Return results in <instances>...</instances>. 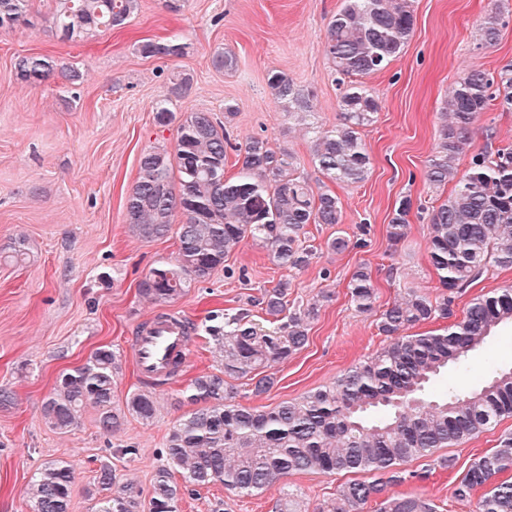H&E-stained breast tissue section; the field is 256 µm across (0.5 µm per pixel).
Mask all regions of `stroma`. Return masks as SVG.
Here are the masks:
<instances>
[{"instance_id":"obj_1","label":"stroma","mask_w":512,"mask_h":512,"mask_svg":"<svg viewBox=\"0 0 512 512\" xmlns=\"http://www.w3.org/2000/svg\"><path fill=\"white\" fill-rule=\"evenodd\" d=\"M343 0H183L170 11L167 0H138L126 24L90 30L62 39L52 17L58 0H28L25 22L0 31V250L24 241L22 260L0 257V387L15 394L12 407L0 408V512H31L24 490L45 463L63 460L74 469L69 512H96V476L101 460L112 463L117 479L149 493L168 434L181 416L172 398L194 376L220 367L204 329L214 316L248 309L279 281L288 298H319L304 348L273 368L276 384L252 395L236 381L243 405L275 406L332 383L349 366L374 355L384 344L376 327L378 310L413 289L434 297L438 276L427 248L430 227L419 207L434 206L448 188L426 181L427 161L439 139L440 109L448 90L469 72L495 73L512 64V25L498 44L482 47L477 29L498 9L512 13V0H414V35L383 72L367 78L380 110L362 138L371 158L367 179L338 185L339 226L309 225L314 255L303 269L284 268L252 240H245L208 279L192 283L173 302L158 306L141 297L138 283L150 268L173 259V237L144 240L125 221L126 197L138 176L145 150L173 149L176 125L156 124L155 109L167 106L176 117L209 112L224 119L235 143L264 138L287 147L313 189L327 178L317 169L303 125L288 115L269 86L279 71L313 95L314 117L330 129L340 121L342 93L324 52L330 18ZM178 36L177 57H146V41ZM230 53L235 65L214 67L215 53ZM44 56L58 67L48 80L28 84L14 65L23 56ZM76 69L67 81L62 68ZM189 78L180 95L171 87ZM235 105L226 116L225 105ZM512 143V112L481 113L471 145L460 155L467 172L474 152ZM410 197L405 239L391 248L387 225L395 206ZM368 225L363 247L341 253L328 249L335 233L356 235ZM370 273L375 310L359 313L347 296L357 268ZM183 314L190 327V355L181 372L156 389L152 422L128 417L114 434L99 430L94 410L80 428L59 434L46 424L41 406L58 376L83 364L98 347L121 355L116 398L140 387L131 340L159 311ZM512 432V418L486 427L475 437L446 448L456 469L496 447ZM126 448L135 457L123 456ZM455 471L406 483L405 491L430 499L437 512H474V501L452 498ZM344 475L299 473L282 477L264 491L242 495L215 483L183 497L179 512H279L286 500H299L305 512L335 499Z\"/></svg>"}]
</instances>
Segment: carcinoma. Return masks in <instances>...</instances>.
<instances>
[{
    "label": "carcinoma",
    "mask_w": 512,
    "mask_h": 512,
    "mask_svg": "<svg viewBox=\"0 0 512 512\" xmlns=\"http://www.w3.org/2000/svg\"><path fill=\"white\" fill-rule=\"evenodd\" d=\"M27 0H0V28L24 16ZM54 25L72 40L98 27L126 23L137 0H61ZM512 18L491 13L480 23L484 47L495 45ZM413 0H345L326 29L324 52L344 86L341 119L332 129L315 130L311 151L321 173L337 184L363 182L371 158L362 129L372 123L378 101L364 78L384 71L404 50L414 31ZM183 46L173 36L146 42L147 57L177 56ZM18 77L39 84L53 70L41 56L17 60ZM268 85L288 112L312 115L310 97L288 76L274 73ZM490 109L512 112V67L497 74L472 71L443 100L444 124L425 173L436 186L452 185L450 193L429 214L428 252L443 292L436 300L410 291L387 305L376 322L388 340L363 363L345 370L336 381L269 409L236 401L231 379H245L255 396L275 385L267 369L288 361L308 341L318 317L319 300L288 304V282L264 291L258 305L276 327L260 328L242 313L227 321V330L211 327L223 367L191 378L176 391L177 402L191 412L171 429L161 450L167 464L158 467L148 503L140 492L117 482L108 461L97 471L98 491L107 492L99 512H178L186 494L220 482L242 494H253L277 478L300 472L357 474L370 481L350 480L335 502L318 512H360L373 502L376 512H436V505L395 487L426 479L427 473L403 465L459 443L493 422L512 417V367L494 358L485 361L483 384L472 390L440 382L451 371L460 377L474 372L469 353L483 347L501 326L512 324V287L472 299L462 316L441 332L410 334L426 322L455 316V298L477 285L493 263L512 267V147L471 156L466 174L457 161L471 143L478 115ZM230 136L224 123L209 112H192L178 125L173 152L151 149L139 159V175L126 199V223L144 239L175 232L174 260L149 269L139 294L162 305L177 298L193 281H204L248 237L281 266L308 265L313 249L304 244L310 224H340L336 193L314 191L298 172L295 156L251 137L238 147L240 167L225 176ZM412 209L404 198L395 207L387 236L393 247L404 240ZM180 220H175V216ZM376 288L364 268L349 283L348 296L360 313L374 309ZM121 369L113 349L97 348L86 362L62 373L42 403L46 424L59 434L79 428L86 406L97 410L98 428L118 430L127 416L150 422L157 412L155 388L149 384L115 400ZM512 433L496 447L474 458L452 482V497L468 501L482 489L476 512H512ZM181 481H176L175 474ZM74 485L73 467L64 461L44 465L26 488L32 512H68Z\"/></svg>",
    "instance_id": "obj_1"
}]
</instances>
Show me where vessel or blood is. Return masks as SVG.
<instances>
[{
	"label": "vessel or blood",
	"instance_id": "b4317fda",
	"mask_svg": "<svg viewBox=\"0 0 512 512\" xmlns=\"http://www.w3.org/2000/svg\"><path fill=\"white\" fill-rule=\"evenodd\" d=\"M135 366L140 377H168L174 363L186 362L190 343L183 317L168 314L151 319L132 342Z\"/></svg>",
	"mask_w": 512,
	"mask_h": 512
}]
</instances>
